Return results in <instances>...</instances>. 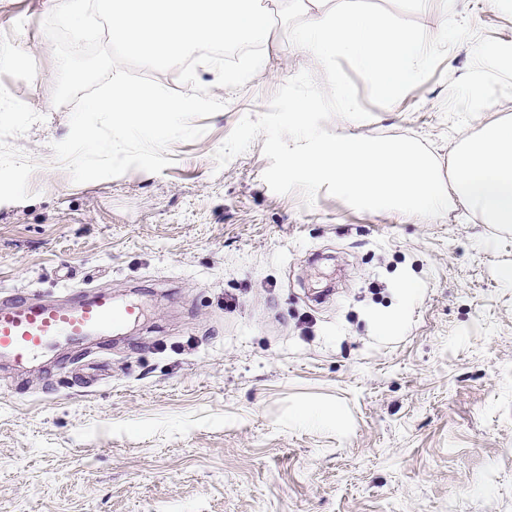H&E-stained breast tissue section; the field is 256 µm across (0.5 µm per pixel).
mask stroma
Returning a JSON list of instances; mask_svg holds the SVG:
<instances>
[{"instance_id": "1", "label": "stroma", "mask_w": 512, "mask_h": 512, "mask_svg": "<svg viewBox=\"0 0 512 512\" xmlns=\"http://www.w3.org/2000/svg\"><path fill=\"white\" fill-rule=\"evenodd\" d=\"M455 0L457 17L512 44V13ZM46 0H0V297L105 288L142 316L109 345L71 344L0 367V512H512V233L463 204L435 219L312 207L263 180V139L224 167L247 114L315 65L281 37L268 76L225 101L162 173L74 183L52 143ZM470 44L370 120L328 131L417 138L447 165L462 135L446 78ZM421 292L389 336L402 281ZM337 422L298 426L304 409Z\"/></svg>"}]
</instances>
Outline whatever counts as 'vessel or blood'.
Returning <instances> with one entry per match:
<instances>
[{"label": "vessel or blood", "instance_id": "obj_1", "mask_svg": "<svg viewBox=\"0 0 512 512\" xmlns=\"http://www.w3.org/2000/svg\"><path fill=\"white\" fill-rule=\"evenodd\" d=\"M139 314V307L116 304L104 289L69 303L11 294L0 299V357L23 371L61 343L107 339Z\"/></svg>", "mask_w": 512, "mask_h": 512}]
</instances>
